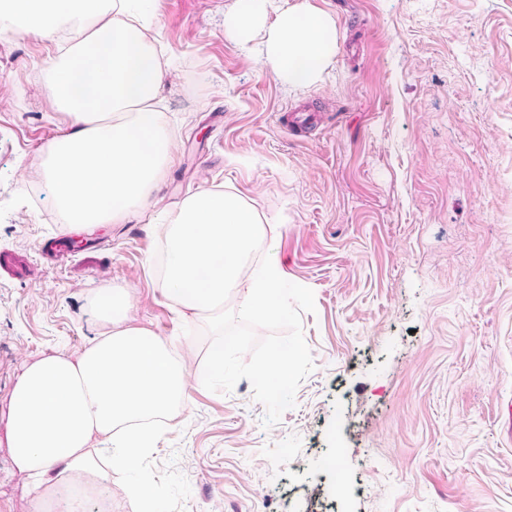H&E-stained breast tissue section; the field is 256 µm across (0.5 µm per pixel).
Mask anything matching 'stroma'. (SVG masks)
Here are the masks:
<instances>
[{
	"instance_id": "35a3bbf8",
	"label": "stroma",
	"mask_w": 512,
	"mask_h": 512,
	"mask_svg": "<svg viewBox=\"0 0 512 512\" xmlns=\"http://www.w3.org/2000/svg\"><path fill=\"white\" fill-rule=\"evenodd\" d=\"M308 2L336 22L322 80L291 88L224 32L234 0H155L174 162L154 219L65 223L42 175L66 127L52 44L0 39V512H31L5 441L8 397L40 355L101 331L92 289L187 343L184 409L136 470L162 512H512V0ZM292 112L320 122L295 129ZM203 188L278 225L259 254L311 289L314 369L271 428L248 380L202 383L212 342L163 294L157 221ZM337 473L328 475L326 460Z\"/></svg>"
}]
</instances>
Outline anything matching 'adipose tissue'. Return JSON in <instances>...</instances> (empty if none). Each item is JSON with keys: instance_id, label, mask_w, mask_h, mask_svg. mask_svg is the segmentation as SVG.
Here are the masks:
<instances>
[{"instance_id": "adipose-tissue-1", "label": "adipose tissue", "mask_w": 512, "mask_h": 512, "mask_svg": "<svg viewBox=\"0 0 512 512\" xmlns=\"http://www.w3.org/2000/svg\"><path fill=\"white\" fill-rule=\"evenodd\" d=\"M272 0H235L225 32L243 49L265 29L258 50L287 85L317 83L336 54L329 14L300 5L269 16ZM147 0H0V38L52 39L44 83L67 130L46 147L43 173L74 225L123 224L156 205L174 137L157 108L166 75L148 39ZM105 329L77 354H45L27 364L9 396L6 441L33 512L67 496L88 512L116 470L136 468L155 446L154 421L185 405L189 367L171 340L131 325L128 289L90 297ZM112 444L111 464L97 445Z\"/></svg>"}]
</instances>
